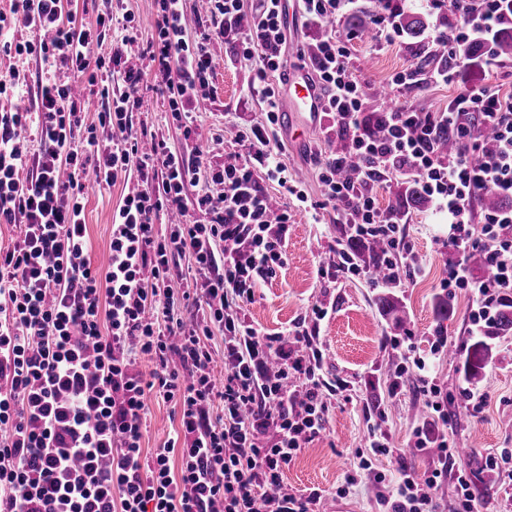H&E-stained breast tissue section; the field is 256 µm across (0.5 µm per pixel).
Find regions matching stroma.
<instances>
[{
    "label": "stroma",
    "instance_id": "35a3bbf8",
    "mask_svg": "<svg viewBox=\"0 0 512 512\" xmlns=\"http://www.w3.org/2000/svg\"><path fill=\"white\" fill-rule=\"evenodd\" d=\"M404 12L422 19L419 35L384 38V12L378 0H359L357 13L366 29L354 32L348 43L350 65L365 93V112H385L405 106L417 112H441L448 102L474 84L505 91L512 89V56L501 58L491 72L462 70L450 85L431 84L428 76L438 61L433 55L436 40L444 30L457 26L458 16L450 0H405ZM155 0H115L112 39L121 41L126 26L138 35L133 67H141L149 41L156 30ZM215 61V92L203 103L195 117L192 139H184L173 124L165 94L144 80L139 94L142 104L128 126L130 134L163 136L168 145L195 160V144H202L211 157H224L226 128L242 130L264 122V106L259 97L249 96L256 78V63L238 57L237 42L212 35L209 45ZM408 75L402 88H392L397 73ZM387 87L384 98L373 99L374 88ZM281 150L294 180L308 196L280 194L275 183L265 182L268 195L276 197L279 208L288 209L292 219L283 248V263L275 275L258 280L253 301L245 309L246 318L264 332L283 333L310 319L313 305L331 307L321 321L319 347L325 379L343 381L345 388L328 406L325 431L304 448L282 474L289 490H323L318 512H336L344 503L350 512H376V489L365 473H357V455L364 451L369 433L380 428L393 449L391 455L373 460L375 472L394 478L400 467L426 474L438 462L436 444L448 440L458 450L457 463L471 478V489L481 512H512V466L488 465L489 453L512 449V334L496 337L492 355L481 379L474 384L463 380L457 362L447 352L433 353L434 345L466 343L471 332L472 300L462 289L447 290L443 282L455 258L448 251L450 226L447 216L433 207H412L401 192L399 179L379 182L374 193L380 208L397 210L403 217L400 228L413 247L418 265L403 275L392 292L406 306L409 325L396 329L376 306L382 288L365 276H354L328 262L335 245L346 244L345 228L337 223L332 207L323 206L318 170L326 157L336 152L337 140L348 132L334 127L332 120L308 134V144L296 146L290 133L278 132ZM127 193L124 183L90 189L85 199V222L93 265L104 266L110 251L112 211ZM452 296L454 311L449 320L439 321L436 298ZM423 358L433 366L435 383L448 397L447 419H439L427 409L422 385L411 368ZM398 377V391H391L388 376ZM482 393L485 404L472 411L466 390ZM178 423L173 404L161 400L149 403L143 448L159 447ZM424 428L431 440L426 448L413 445V432ZM356 473L357 482L346 486L345 478ZM345 496H337L338 488Z\"/></svg>",
    "mask_w": 512,
    "mask_h": 512
}]
</instances>
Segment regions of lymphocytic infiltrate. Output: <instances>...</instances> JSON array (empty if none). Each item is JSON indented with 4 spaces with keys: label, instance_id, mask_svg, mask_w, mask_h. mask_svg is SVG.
<instances>
[{
    "label": "lymphocytic infiltrate",
    "instance_id": "obj_1",
    "mask_svg": "<svg viewBox=\"0 0 512 512\" xmlns=\"http://www.w3.org/2000/svg\"><path fill=\"white\" fill-rule=\"evenodd\" d=\"M211 32L189 38L183 0H156L158 23L146 70L121 69L124 45L92 57L112 29V0L94 21L64 14L62 0H11L0 13V53L32 55L71 81L28 85L19 72L0 71V97H33V112L0 110V223L16 235L0 247V512H314L319 490L281 488L284 469L325 429L328 402L340 389L321 373L319 338L303 326L271 336L244 313L258 277L280 265L287 211H274L262 180L277 182L300 202L308 197L288 177L278 142L277 89L269 74L287 65L281 0H203ZM459 32L448 54L454 67L436 68L434 84H450L474 45L485 46L483 69L496 68L492 50L512 23V0H453ZM248 26H241V19ZM31 39L9 38L13 24ZM242 30L244 58L255 60L250 92L265 107V124L237 133L236 150L213 165L214 192L187 206L184 192L199 169L165 139L143 147L127 136L140 105L144 76L167 96L171 117L191 138L193 112L209 99L215 68L211 33ZM349 49L325 31L311 58L324 92V112L351 133L359 181L338 178L339 158L324 160L318 179L349 239L378 237L394 254L392 282L413 252L400 215L376 205L383 177L415 178L447 212L448 245L481 250L493 267L483 280L463 267L444 285L464 288L474 327L489 324L512 294V208L486 211L471 222L469 202L493 193L512 197V93L479 85L443 112H387L381 135L363 115L364 93L353 77ZM123 91L112 95L113 80ZM106 99L97 124L87 121L92 97ZM36 124L40 149L29 156L20 130ZM101 128L110 136L98 137ZM467 143L442 154V136ZM97 186L129 183L112 213L104 269L94 268L82 199L87 171ZM176 215L165 237L154 231ZM191 262L190 280L175 283L176 258ZM193 309L184 321L181 309ZM224 340L222 355L209 342ZM153 362L150 375L137 359ZM175 403L179 421L160 447L143 450L147 399ZM222 416H214V405ZM428 474L398 472L396 486L376 500L379 512H436L447 475H454L453 512H475L455 451L438 445ZM179 469H172V457Z\"/></svg>",
    "mask_w": 512,
    "mask_h": 512
}]
</instances>
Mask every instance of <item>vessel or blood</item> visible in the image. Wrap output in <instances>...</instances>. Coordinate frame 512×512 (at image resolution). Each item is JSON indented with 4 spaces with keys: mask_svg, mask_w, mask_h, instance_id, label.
Returning <instances> with one entry per match:
<instances>
[{
    "mask_svg": "<svg viewBox=\"0 0 512 512\" xmlns=\"http://www.w3.org/2000/svg\"><path fill=\"white\" fill-rule=\"evenodd\" d=\"M282 121L285 126L297 131V143H304L307 130L317 127L322 121L324 100L309 69L291 63L280 87Z\"/></svg>",
    "mask_w": 512,
    "mask_h": 512,
    "instance_id": "obj_1",
    "label": "vessel or blood"
}]
</instances>
